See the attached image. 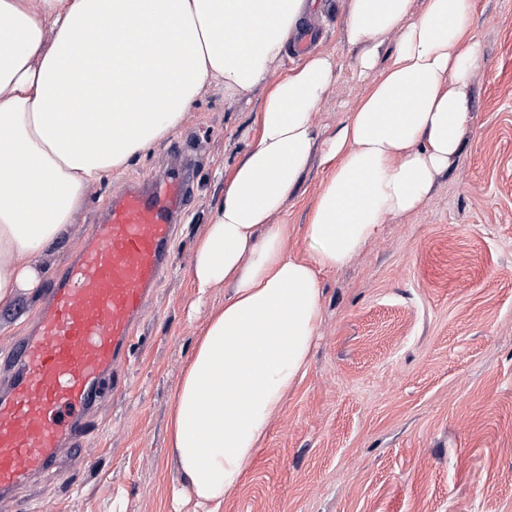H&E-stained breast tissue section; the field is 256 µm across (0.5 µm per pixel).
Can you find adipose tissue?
Wrapping results in <instances>:
<instances>
[{"mask_svg":"<svg viewBox=\"0 0 512 512\" xmlns=\"http://www.w3.org/2000/svg\"><path fill=\"white\" fill-rule=\"evenodd\" d=\"M316 0H0V308L38 288L39 257L89 185L183 122L210 87L267 86L259 134L196 246L197 288L225 285L169 421L174 461L202 512L243 482L306 374L322 319L318 275L343 266L390 216L422 208L460 153L480 61L476 0H349L367 94L324 144L327 177L306 237L271 223L316 146L310 114L336 63L310 54L269 76ZM398 35L389 64L380 49Z\"/></svg>","mask_w":512,"mask_h":512,"instance_id":"1","label":"adipose tissue"}]
</instances>
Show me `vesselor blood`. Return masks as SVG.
Wrapping results in <instances>:
<instances>
[{"label":"vessel or blood","instance_id":"1","mask_svg":"<svg viewBox=\"0 0 512 512\" xmlns=\"http://www.w3.org/2000/svg\"><path fill=\"white\" fill-rule=\"evenodd\" d=\"M191 186L161 175L114 194L84 249L55 269L41 316L0 357V512L61 464L120 376L134 325L174 262V230Z\"/></svg>","mask_w":512,"mask_h":512}]
</instances>
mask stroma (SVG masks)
Segmentation results:
<instances>
[{
  "label": "stroma",
  "instance_id": "stroma-1",
  "mask_svg": "<svg viewBox=\"0 0 512 512\" xmlns=\"http://www.w3.org/2000/svg\"><path fill=\"white\" fill-rule=\"evenodd\" d=\"M348 0L311 15L314 53L336 61L311 114L325 140L366 94ZM480 62L459 159L427 203L387 218L345 266L319 276L322 322L306 375L289 391L255 461L222 512H512V0H478ZM264 100L204 90L182 124L124 170L87 189L68 234L41 260L51 275L85 244L112 193L169 168L193 187L174 265L130 341L129 388L74 448V468L20 494L17 512H192L168 448L169 409L196 340L227 288L198 292V239L224 194L225 172L257 133ZM320 153L272 223L301 257L326 176ZM42 292L0 309V354L32 324Z\"/></svg>",
  "mask_w": 512,
  "mask_h": 512
}]
</instances>
